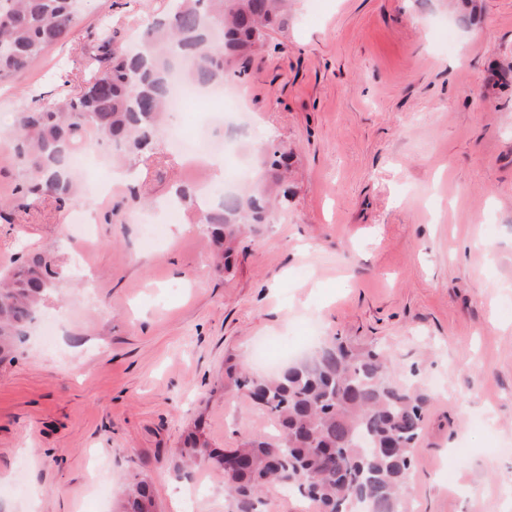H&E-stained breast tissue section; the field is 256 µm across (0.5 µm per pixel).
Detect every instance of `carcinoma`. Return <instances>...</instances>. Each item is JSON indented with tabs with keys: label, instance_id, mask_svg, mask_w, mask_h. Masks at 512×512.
<instances>
[{
	"label": "carcinoma",
	"instance_id": "cac0c4a2",
	"mask_svg": "<svg viewBox=\"0 0 512 512\" xmlns=\"http://www.w3.org/2000/svg\"><path fill=\"white\" fill-rule=\"evenodd\" d=\"M76 0H0V79L29 68L46 48L65 39ZM288 0H172L130 46L108 39L93 78L97 89L81 88L56 103L26 109L9 133L13 158L26 172L29 193L40 190L65 200L75 192L70 168L75 143L92 132L129 149L153 145L165 113L176 46L193 59L190 81L222 85L245 72L267 31L288 29ZM258 190L227 193L202 224L230 256L231 242L244 224H267L279 159L259 152ZM51 260L35 255L0 272V361L16 348L49 288ZM231 385L251 397L279 427L280 437H257L226 453L241 467H224V455L197 433L181 449L184 466L214 464L223 469L229 512H256L270 490L286 489L318 504L320 512H402L414 449L425 432L426 398L394 379L390 358L378 347H358L336 336L305 360L276 375L249 376L227 370ZM312 477L304 486L297 473ZM122 512H151L150 486L133 483Z\"/></svg>",
	"mask_w": 512,
	"mask_h": 512
}]
</instances>
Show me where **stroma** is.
Segmentation results:
<instances>
[{
	"label": "stroma",
	"mask_w": 512,
	"mask_h": 512,
	"mask_svg": "<svg viewBox=\"0 0 512 512\" xmlns=\"http://www.w3.org/2000/svg\"><path fill=\"white\" fill-rule=\"evenodd\" d=\"M169 0H90L64 43L0 81V133L77 91L90 56ZM255 131L288 179L272 223L215 269L214 203L167 141L124 152L97 201L23 196L0 144V268L53 256L57 281L0 364V512H113L136 481L156 512H226L224 473L176 469L188 435L217 451L270 436L228 384L262 340L388 348L426 398L414 512H512V0H295L245 74ZM183 221L144 222L175 190ZM92 209L90 229L74 215Z\"/></svg>",
	"instance_id": "1"
}]
</instances>
